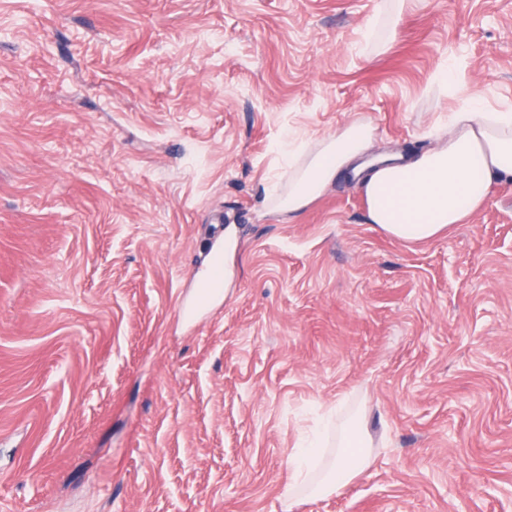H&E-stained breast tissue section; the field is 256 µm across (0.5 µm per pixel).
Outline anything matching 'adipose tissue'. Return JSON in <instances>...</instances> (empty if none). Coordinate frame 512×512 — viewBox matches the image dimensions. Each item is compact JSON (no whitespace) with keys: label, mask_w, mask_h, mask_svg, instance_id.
<instances>
[{"label":"adipose tissue","mask_w":512,"mask_h":512,"mask_svg":"<svg viewBox=\"0 0 512 512\" xmlns=\"http://www.w3.org/2000/svg\"><path fill=\"white\" fill-rule=\"evenodd\" d=\"M433 137L432 146L392 163H363L375 129L361 119L307 146L284 144L288 183L273 195L270 207L295 217L352 172L359 178L369 223L405 244L434 240L449 225L466 223L484 205L493 182L512 179V113L488 111L469 97L449 112L447 125L436 128ZM344 444L346 453L320 474L314 469L319 440L301 444L292 457L285 499L301 487L310 497H320L370 466L363 435L345 437Z\"/></svg>","instance_id":"1"}]
</instances>
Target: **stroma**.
Listing matches in <instances>:
<instances>
[{
    "mask_svg": "<svg viewBox=\"0 0 512 512\" xmlns=\"http://www.w3.org/2000/svg\"><path fill=\"white\" fill-rule=\"evenodd\" d=\"M383 2L0 0V512H512V181L418 245L267 205L286 138L512 110V0ZM330 407L374 461L286 504ZM238 232L233 224L224 228V292L227 291L229 277L234 275L233 265L236 253Z\"/></svg>",
    "mask_w": 512,
    "mask_h": 512,
    "instance_id": "35a3bbf8",
    "label": "stroma"
}]
</instances>
